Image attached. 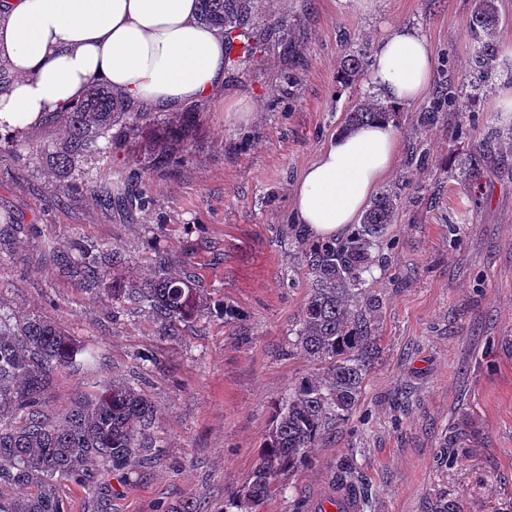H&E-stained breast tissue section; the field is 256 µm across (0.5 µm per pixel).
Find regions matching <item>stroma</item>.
Wrapping results in <instances>:
<instances>
[{
    "label": "stroma",
    "instance_id": "stroma-1",
    "mask_svg": "<svg viewBox=\"0 0 512 512\" xmlns=\"http://www.w3.org/2000/svg\"><path fill=\"white\" fill-rule=\"evenodd\" d=\"M478 2L262 0L256 57L194 102L193 127L167 133L177 113L154 112L150 125L166 142L119 137L85 162L89 177L118 183L140 171L150 199L142 210L104 206L86 189L59 192L27 145L50 140L51 128L0 153V310L49 317L98 352L94 364L55 375L46 414L59 417L115 380L139 382L157 410L152 462L60 485L68 512H178L189 497L202 512H222L245 484L272 400L317 370L292 346L307 297L298 249L285 234L294 187L369 91L366 77L341 80L345 50L374 48L399 25L423 32L436 67L424 95L395 116L399 160L383 183L408 174L413 186L387 231L391 247L374 252L381 353L349 419L264 512H315L349 458L357 461L359 512H438L448 502L456 512H512V112L498 101L512 86V0H496L509 63L481 88L465 27ZM447 80L466 111L448 107L422 124ZM240 99L253 106L249 121L224 109ZM472 121L477 136L451 140L453 128ZM160 149L169 161L152 167ZM470 155L490 173L476 204L458 170ZM454 213L462 221L453 244ZM76 242L123 250L126 276L161 255L188 260L213 303L242 317L215 312L165 336L147 312L113 304L111 277L89 285L44 254L47 245L65 252Z\"/></svg>",
    "mask_w": 512,
    "mask_h": 512
}]
</instances>
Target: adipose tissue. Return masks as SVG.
Wrapping results in <instances>:
<instances>
[{"label": "adipose tissue", "mask_w": 512, "mask_h": 512, "mask_svg": "<svg viewBox=\"0 0 512 512\" xmlns=\"http://www.w3.org/2000/svg\"><path fill=\"white\" fill-rule=\"evenodd\" d=\"M198 0H0V134L40 129L52 113L104 84L131 106L174 111L224 81V36L198 19ZM434 55L416 28L398 26L375 46L369 82L394 107L433 79ZM398 158L391 118L333 136L294 192L297 223L327 240L356 222Z\"/></svg>", "instance_id": "ef3b65f1"}]
</instances>
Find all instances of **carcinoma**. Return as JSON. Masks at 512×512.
<instances>
[{
    "instance_id": "cac0c4a2",
    "label": "carcinoma",
    "mask_w": 512,
    "mask_h": 512,
    "mask_svg": "<svg viewBox=\"0 0 512 512\" xmlns=\"http://www.w3.org/2000/svg\"><path fill=\"white\" fill-rule=\"evenodd\" d=\"M258 2L201 0L200 20L224 33V63L232 70L252 50ZM466 28L478 43L473 68L489 81L498 72L501 56L495 0H479ZM368 63L366 49L349 51L341 62V79L354 80ZM455 99L456 92L445 85L426 108L425 119L434 118L441 104ZM389 112L391 107L368 93L346 113L342 130ZM123 115V98L101 84L52 117L57 137L43 145L41 154L60 187H70L69 179L80 162L112 145V126ZM459 173L474 190L485 178L482 168L467 158L460 161ZM410 184L407 179L399 187L382 189L361 222L338 239L311 240L301 228L291 227L308 281L294 346L318 365V372L301 378L273 402L272 424L259 462L242 489L224 501V512H262L280 483L309 464L310 448L357 405L379 345L375 314L380 298L366 274L374 263V249L386 241L402 191ZM87 187L109 206L116 201L133 210L148 203L145 191L128 185L90 181ZM67 263L95 282L105 276L106 264L118 266L124 256L117 248L103 257L76 244ZM112 301L144 307L170 329L210 309L204 290L194 287L185 269L173 268L163 256L149 274L112 280ZM95 359L93 347L78 342L53 321L0 312V488L17 490L11 497L0 493V512H67L57 493L59 482L85 483L96 464L104 470H123L135 458L145 462L154 457L157 448L145 444V439L157 410L133 383L115 380L96 398L79 397L60 419L45 414L43 395L52 376Z\"/></svg>"
}]
</instances>
